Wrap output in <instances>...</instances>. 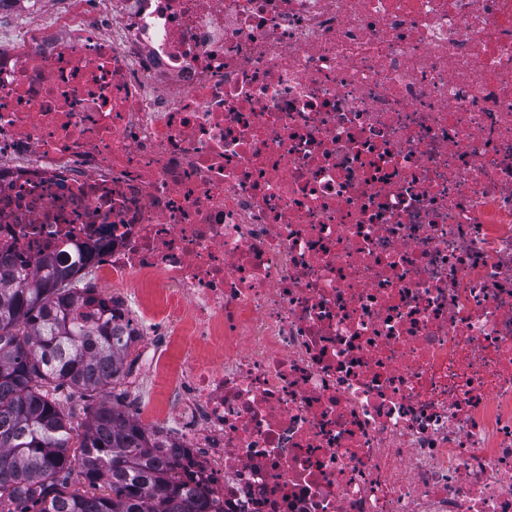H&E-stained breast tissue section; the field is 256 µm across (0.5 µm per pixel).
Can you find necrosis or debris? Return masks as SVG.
<instances>
[{
    "label": "necrosis or debris",
    "mask_w": 512,
    "mask_h": 512,
    "mask_svg": "<svg viewBox=\"0 0 512 512\" xmlns=\"http://www.w3.org/2000/svg\"><path fill=\"white\" fill-rule=\"evenodd\" d=\"M0 0V255L84 276L207 512H512V0Z\"/></svg>",
    "instance_id": "obj_1"
}]
</instances>
